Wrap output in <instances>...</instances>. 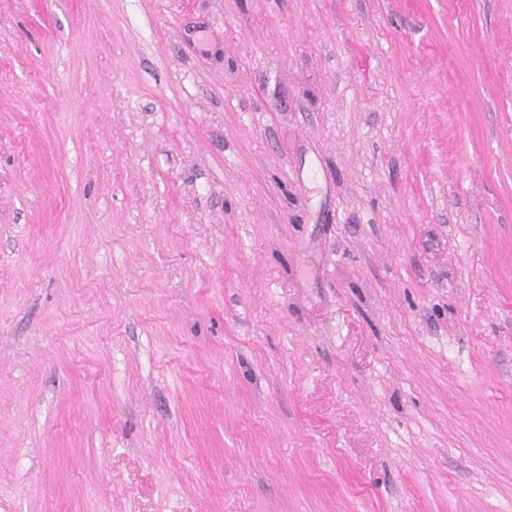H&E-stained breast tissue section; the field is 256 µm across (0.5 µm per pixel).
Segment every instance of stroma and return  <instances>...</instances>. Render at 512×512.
Instances as JSON below:
<instances>
[{
	"label": "stroma",
	"mask_w": 512,
	"mask_h": 512,
	"mask_svg": "<svg viewBox=\"0 0 512 512\" xmlns=\"http://www.w3.org/2000/svg\"><path fill=\"white\" fill-rule=\"evenodd\" d=\"M0 512H512V0H0Z\"/></svg>",
	"instance_id": "1"
}]
</instances>
